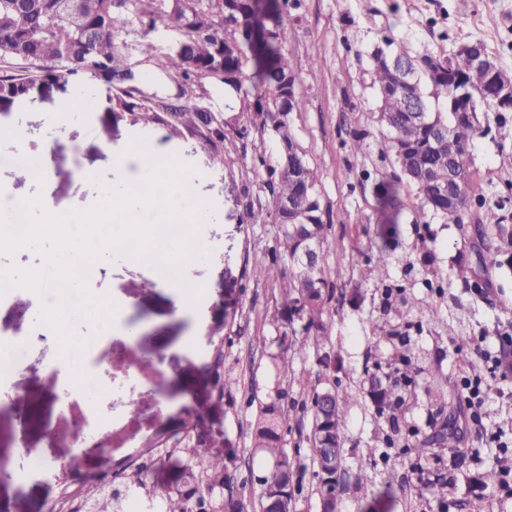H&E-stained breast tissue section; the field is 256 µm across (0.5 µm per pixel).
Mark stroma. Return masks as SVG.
I'll list each match as a JSON object with an SVG mask.
<instances>
[{
	"mask_svg": "<svg viewBox=\"0 0 512 512\" xmlns=\"http://www.w3.org/2000/svg\"><path fill=\"white\" fill-rule=\"evenodd\" d=\"M292 34L285 51L301 77L304 109L295 113L299 137L318 167L321 193L330 208L331 229L324 245L327 270L345 268L325 316L321 349L293 361V373L322 389L339 378L343 390L357 394L349 410L341 446L343 468L338 488L340 512H512V493L480 484L497 468L500 451L486 446L485 430L497 432L512 448V371H492L493 362L512 363V346L497 336L512 325V271H494L484 293L461 282L434 291L418 244H427L440 267L457 256L462 241L454 226L413 223L414 189L401 192L408 210L400 222L381 214L370 172L382 169L378 154L355 162L350 151L356 129L376 132L371 111L370 53L392 34L416 50L445 56L462 41L482 42L499 65L512 72V0H301L290 9ZM79 77L39 80L27 99L0 101V124L21 132L20 142L0 143V193L19 201L47 195L59 212L96 205L101 182L112 179V152L140 137L205 171L199 197L213 214L201 230V253L191 275L206 292L192 314L179 313L176 300L159 281L157 269L123 259L107 261L86 284L95 297L120 311L125 323L142 328L140 345L103 328L76 320L75 330L97 340L96 380L102 393L78 388L57 401L60 361L55 338L39 333L40 298L23 288L0 297V340L27 335V353L10 381L0 389L8 411L0 412V461L12 472L0 474V507L5 512H72L90 477L134 478L141 463L135 451L166 438L199 434L211 455L223 458L230 476L224 494L257 503L267 464L253 455L250 433L256 409L250 398L267 399L286 379L274 368L279 336L269 316L279 302L276 280L253 281L249 270L272 243L275 227L250 224L244 216V192H258L259 181L237 158L227 141L212 145L184 127L147 125L129 112H113V87L96 82L87 91V109L63 111ZM46 151L47 180L11 176L16 147ZM44 150V149H43ZM223 154L225 163L215 162ZM481 176L494 195L512 189V114L504 127L478 138L473 148ZM392 251L397 262L390 282L412 288L425 302L458 324L466 335L457 346L428 314L413 310L406 318L408 345L420 355L414 375L415 401L396 420L378 416L365 392L370 373L400 375L392 344L378 340L385 325V296L373 287L366 266H352L353 255ZM342 358L339 373L319 364L322 353ZM234 373L237 389L220 393L211 377ZM448 379V400L464 430L456 452L435 458L420 452L422 439L440 425L441 415L426 395L438 377ZM482 378L493 388L473 420L460 393L463 378ZM286 387V386H285ZM168 411H161L160 403ZM108 419L104 449L74 456L73 437L90 415ZM65 472L59 484L29 471L31 458ZM367 477L358 488L357 474Z\"/></svg>",
	"mask_w": 512,
	"mask_h": 512,
	"instance_id": "obj_1",
	"label": "stroma"
}]
</instances>
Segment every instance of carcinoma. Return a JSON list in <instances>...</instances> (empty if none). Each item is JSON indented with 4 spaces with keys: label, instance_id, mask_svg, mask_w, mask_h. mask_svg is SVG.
Listing matches in <instances>:
<instances>
[{
    "label": "carcinoma",
    "instance_id": "cac0c4a2",
    "mask_svg": "<svg viewBox=\"0 0 512 512\" xmlns=\"http://www.w3.org/2000/svg\"><path fill=\"white\" fill-rule=\"evenodd\" d=\"M161 32L169 39L164 52L152 58L153 40ZM291 27L288 0H0V99L23 100L39 78L81 75L104 81L120 92L114 112H138L146 123L163 112L176 124L195 128L210 144L233 137L240 142V160L260 178L259 192L245 193L246 218L250 224H273L277 231L268 258L257 260L250 270L255 281L267 280L279 271L280 301L271 319L279 323L280 350L272 357L274 367L288 373L296 356L319 347L326 332L324 315L333 299L344 268L336 266L335 279L327 277L323 245L330 229L329 211L320 192V175L302 146L292 114L304 109L299 93L301 76L292 67L284 47ZM370 88L373 89L381 136L378 152L388 164L380 206L398 218L399 187H415L418 208L443 223L453 222L461 233L466 256L448 271L464 284L492 268H512V214L509 199L493 201L491 182L475 168L470 152L473 141L501 125L507 115L499 111L493 83L457 51L436 56L415 52L402 39L387 37L384 47L372 54ZM154 63L179 87L175 99L166 101L147 91L141 66ZM414 67L411 82L401 84L395 66ZM462 78L455 85L448 73ZM204 79L224 87L246 112L245 122L232 126L196 100L194 88ZM468 86L480 102V114L450 111L457 89ZM371 148L369 133L355 131L351 151L366 157ZM464 180L462 193L448 199V170ZM370 279L384 283L392 255L381 250L364 260ZM300 322L301 329L294 327ZM406 373L400 379L372 376L368 396L378 415L394 412L402 401L400 392L411 381L418 361L393 353ZM303 407L311 415L306 436L318 491L327 512L337 503L327 500V480L318 452L327 442L338 448L336 467H341V440L346 414L356 396L331 387L306 393ZM328 397L333 411L325 413L320 401ZM288 389H278L257 405L251 448L268 463L262 486L274 490L258 502L260 512H296L303 492L300 479L301 451L285 448L288 431ZM445 433L426 436L424 449L443 456L457 447L454 414L444 421ZM196 442L188 465L194 474L223 476L229 482L224 461L203 459ZM105 479L90 490L94 512H125V503L101 491ZM161 512H189L183 497L158 492Z\"/></svg>",
    "mask_w": 512,
    "mask_h": 512
}]
</instances>
